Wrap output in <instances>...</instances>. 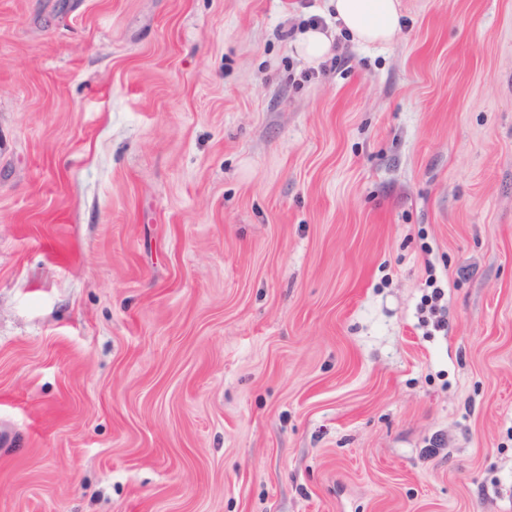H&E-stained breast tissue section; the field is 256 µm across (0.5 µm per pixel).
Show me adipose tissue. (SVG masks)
Wrapping results in <instances>:
<instances>
[{
    "instance_id": "obj_1",
    "label": "adipose tissue",
    "mask_w": 512,
    "mask_h": 512,
    "mask_svg": "<svg viewBox=\"0 0 512 512\" xmlns=\"http://www.w3.org/2000/svg\"><path fill=\"white\" fill-rule=\"evenodd\" d=\"M336 20L361 45L387 44L401 30L399 0H331Z\"/></svg>"
}]
</instances>
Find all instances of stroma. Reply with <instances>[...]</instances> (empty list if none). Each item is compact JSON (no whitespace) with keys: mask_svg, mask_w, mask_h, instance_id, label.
Masks as SVG:
<instances>
[{"mask_svg":"<svg viewBox=\"0 0 512 512\" xmlns=\"http://www.w3.org/2000/svg\"><path fill=\"white\" fill-rule=\"evenodd\" d=\"M401 10L0 0V512H512V0ZM336 21L360 45L387 44L401 30L400 0H329ZM296 51L309 62L322 60L330 51L331 39L318 30H308L295 44Z\"/></svg>","mask_w":512,"mask_h":512,"instance_id":"1","label":"stroma"}]
</instances>
